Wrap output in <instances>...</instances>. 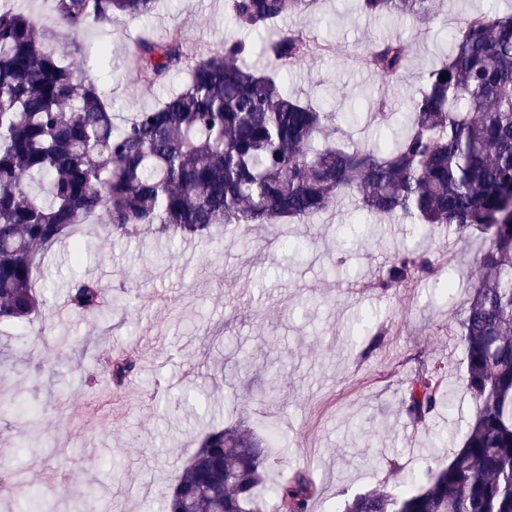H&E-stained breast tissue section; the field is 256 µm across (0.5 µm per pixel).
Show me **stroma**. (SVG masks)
Here are the masks:
<instances>
[{
	"label": "stroma",
	"mask_w": 512,
	"mask_h": 512,
	"mask_svg": "<svg viewBox=\"0 0 512 512\" xmlns=\"http://www.w3.org/2000/svg\"><path fill=\"white\" fill-rule=\"evenodd\" d=\"M227 16V0H160L150 16L90 28L81 54L64 41L55 49L99 78L120 124L186 80L175 72L165 83L141 84L137 39L178 30L205 54L222 50L233 36L261 45L262 34L233 31ZM298 24L314 52L289 69L288 86L302 99L353 114L339 133L352 149L374 141L373 101L398 111L425 65L448 53L437 24L381 22L356 12L355 0H319ZM385 38L408 42L414 51L396 83L358 63ZM364 222L368 239L342 251L339 225ZM280 232L307 242L301 259L284 260L261 225L221 240H194L190 252L162 239L108 238L89 228L90 249L79 270L68 252L49 253L37 279L50 284L51 306L64 302L78 272L103 265L120 273L106 284L108 296L130 304L100 318L68 314L48 336L0 325V353L10 367L0 373V393L21 394L43 412L34 432L40 452L19 448L16 430L0 424V456L54 498L57 512H73L90 491L99 512H160L161 487L181 472L195 433L213 421L241 420L260 437L277 436L279 469L308 466L317 478L313 512H340L356 494L424 472L432 458L448 461L475 414L460 386L464 354L455 331L477 278L473 258L481 237L461 240L438 226L422 233L400 218L368 220L352 196L310 223L281 225ZM170 248L175 260L157 262L156 251ZM412 251L443 260L441 276L457 283L453 294L440 296L424 277L377 290L391 259ZM366 315L388 330L379 347L360 324ZM130 343L141 356L135 394L126 401L109 388L88 394L81 380L97 348ZM419 358L440 367L457 390L454 408L439 409L418 429L402 410L401 379Z\"/></svg>",
	"instance_id": "35a3bbf8"
}]
</instances>
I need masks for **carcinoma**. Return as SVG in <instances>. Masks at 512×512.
I'll return each mask as SVG.
<instances>
[{"label": "carcinoma", "instance_id": "1", "mask_svg": "<svg viewBox=\"0 0 512 512\" xmlns=\"http://www.w3.org/2000/svg\"><path fill=\"white\" fill-rule=\"evenodd\" d=\"M56 24L80 53V36L118 17L152 14L158 0H48ZM316 0H229L238 29L275 31L260 47L276 69L245 63L250 47L229 39L199 54L179 32L137 42L138 76L156 84L171 72L188 79L177 91L117 127L99 79L53 48L39 18L0 0V323L46 328L47 301L35 273L61 242L83 259L80 227L102 217L125 236L158 231L208 237L214 229L303 223L357 193L368 214L403 217L424 229L443 225L459 237L479 233V278L458 323L466 371L462 384L476 405L463 447L448 464L426 469L414 489L382 486L354 496L341 512H512V14L469 18L450 33L448 59L431 66L394 114L393 138L377 149L336 141L339 115L288 93L281 69L306 58L303 28L276 30ZM440 0H357L374 17L435 22ZM410 46L386 40L360 55L383 81L408 68ZM445 80H440V76ZM437 276L426 253L394 259L378 287L400 288L414 274ZM71 310L95 318L112 307L99 280L73 279ZM139 370V352L103 348L84 375L119 388ZM455 389L421 361L406 382L407 418L425 424L451 406ZM269 448L242 428H211L182 473L163 492L164 512H310L319 489L307 471L282 477ZM19 471L0 469V495L18 512L50 504Z\"/></svg>", "mask_w": 512, "mask_h": 512}]
</instances>
